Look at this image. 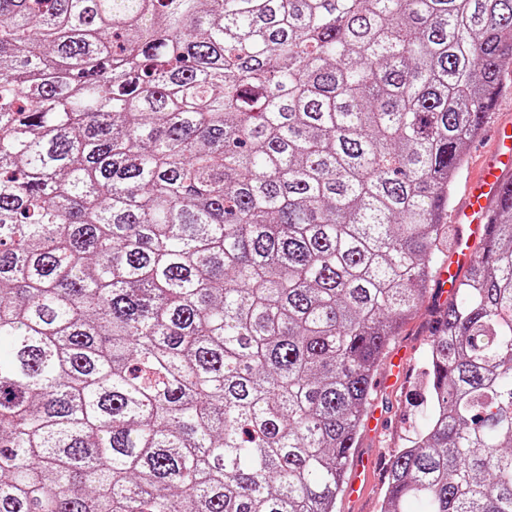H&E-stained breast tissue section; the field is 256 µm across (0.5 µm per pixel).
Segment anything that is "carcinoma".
I'll return each instance as SVG.
<instances>
[{
    "mask_svg": "<svg viewBox=\"0 0 512 512\" xmlns=\"http://www.w3.org/2000/svg\"><path fill=\"white\" fill-rule=\"evenodd\" d=\"M512 66V0H0V512H336ZM381 512H512V185Z\"/></svg>",
    "mask_w": 512,
    "mask_h": 512,
    "instance_id": "carcinoma-1",
    "label": "carcinoma"
}]
</instances>
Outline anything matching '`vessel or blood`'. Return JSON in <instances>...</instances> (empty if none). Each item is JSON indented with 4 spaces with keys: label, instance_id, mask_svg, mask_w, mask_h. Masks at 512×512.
Segmentation results:
<instances>
[{
    "label": "vessel or blood",
    "instance_id": "vessel-or-blood-1",
    "mask_svg": "<svg viewBox=\"0 0 512 512\" xmlns=\"http://www.w3.org/2000/svg\"><path fill=\"white\" fill-rule=\"evenodd\" d=\"M498 154L495 163L484 169L479 180L472 183L457 210L461 231L456 244L457 268L468 265L473 253L471 241L486 230L485 221L491 205L502 199L505 191L504 178L512 173V126L501 125L497 130ZM369 461L356 463L351 471L345 493L350 499H358L371 477Z\"/></svg>",
    "mask_w": 512,
    "mask_h": 512
}]
</instances>
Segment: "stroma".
<instances>
[{
	"label": "stroma",
	"mask_w": 512,
	"mask_h": 512,
	"mask_svg": "<svg viewBox=\"0 0 512 512\" xmlns=\"http://www.w3.org/2000/svg\"><path fill=\"white\" fill-rule=\"evenodd\" d=\"M500 83L501 93L492 112L479 134L464 149L466 163L457 177L451 207L459 206L469 179L476 177L492 158L493 128L500 123H512V68L503 71ZM443 301L439 287H432L423 304L413 313L390 346L391 353L405 358L407 377L403 385L397 388L385 386L384 380L390 370V361L386 358L381 360L376 375L378 387L374 394V406L382 410L386 419L377 434H361L355 450L356 457L375 461L381 473L375 477L363 499L353 501L348 497H341L336 512H380L385 491L382 470L386 468L394 450L403 447L406 439L418 431L428 412L423 394L424 354L433 308Z\"/></svg>",
	"instance_id": "obj_1"
}]
</instances>
